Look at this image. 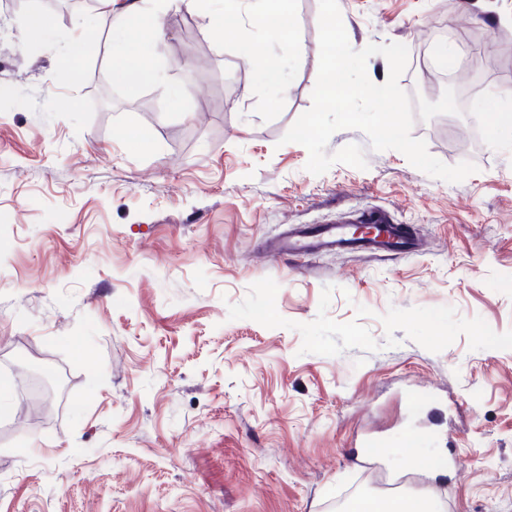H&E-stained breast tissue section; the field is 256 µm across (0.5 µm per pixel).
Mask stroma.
<instances>
[{"mask_svg": "<svg viewBox=\"0 0 512 512\" xmlns=\"http://www.w3.org/2000/svg\"><path fill=\"white\" fill-rule=\"evenodd\" d=\"M0 0V379L10 401L32 361L65 399L24 428L0 416V512H349L384 495L410 447L438 512H512V144L474 105L512 87V0H338L353 49L398 42L411 97L458 80L470 111L414 107L413 137L475 173L428 176L359 130L366 169L315 175L283 137L310 108L319 0H299L305 53L273 120L252 68L199 13H162L157 52L189 86L182 117L161 89L103 107L114 12ZM54 39L24 45L31 13ZM84 53L65 70L62 51ZM468 46L466 68L438 58ZM144 128L159 152L129 150ZM387 211L419 253L297 258L294 224ZM379 437L381 459L355 458Z\"/></svg>", "mask_w": 512, "mask_h": 512, "instance_id": "stroma-1", "label": "stroma"}]
</instances>
